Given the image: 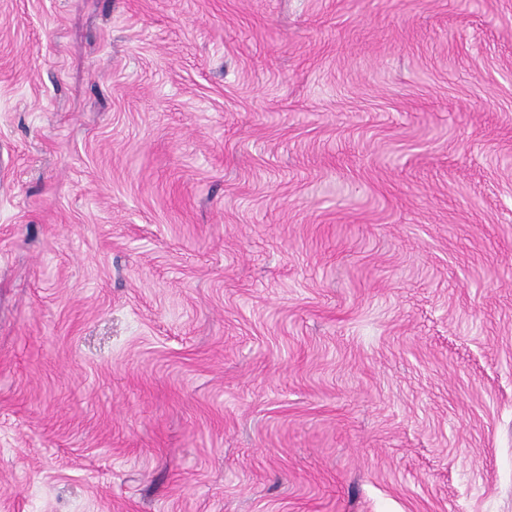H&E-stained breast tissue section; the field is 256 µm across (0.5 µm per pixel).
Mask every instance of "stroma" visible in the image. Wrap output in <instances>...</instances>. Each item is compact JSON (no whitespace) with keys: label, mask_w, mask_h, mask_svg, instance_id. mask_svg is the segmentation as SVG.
<instances>
[{"label":"stroma","mask_w":512,"mask_h":512,"mask_svg":"<svg viewBox=\"0 0 512 512\" xmlns=\"http://www.w3.org/2000/svg\"><path fill=\"white\" fill-rule=\"evenodd\" d=\"M0 512H512V0H0Z\"/></svg>","instance_id":"35a3bbf8"}]
</instances>
